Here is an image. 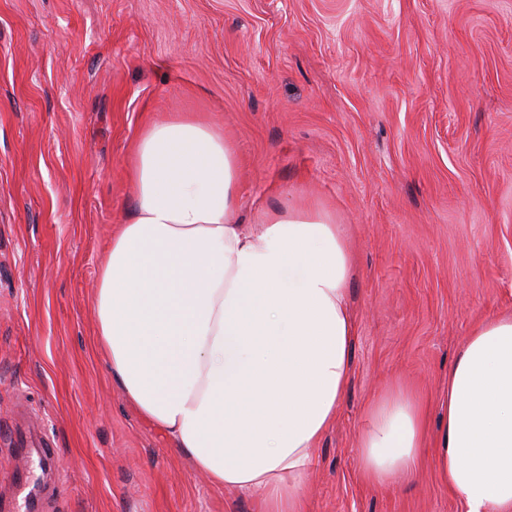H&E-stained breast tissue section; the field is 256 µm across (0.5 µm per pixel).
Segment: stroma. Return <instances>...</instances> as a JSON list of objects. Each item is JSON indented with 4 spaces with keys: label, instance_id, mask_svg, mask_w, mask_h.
<instances>
[{
    "label": "stroma",
    "instance_id": "obj_1",
    "mask_svg": "<svg viewBox=\"0 0 512 512\" xmlns=\"http://www.w3.org/2000/svg\"><path fill=\"white\" fill-rule=\"evenodd\" d=\"M202 112L238 215L332 211L355 259L352 375L304 512H465L432 449L363 476L366 406H436L512 315V0H0V512H262L210 484L113 381L95 296L147 125Z\"/></svg>",
    "mask_w": 512,
    "mask_h": 512
}]
</instances>
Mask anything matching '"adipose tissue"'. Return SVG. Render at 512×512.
Here are the masks:
<instances>
[{"instance_id":"adipose-tissue-1","label":"adipose tissue","mask_w":512,"mask_h":512,"mask_svg":"<svg viewBox=\"0 0 512 512\" xmlns=\"http://www.w3.org/2000/svg\"><path fill=\"white\" fill-rule=\"evenodd\" d=\"M239 158L199 112L152 122L131 168L135 208L112 233L95 300L109 371L211 484L303 512L314 452L351 374L353 253L344 225L286 202L235 219ZM358 439L365 477L412 475L433 437L438 477L466 512H512V316L466 337L428 408L396 384Z\"/></svg>"}]
</instances>
